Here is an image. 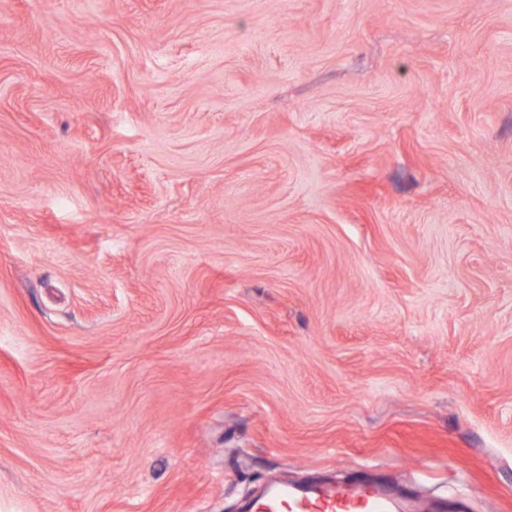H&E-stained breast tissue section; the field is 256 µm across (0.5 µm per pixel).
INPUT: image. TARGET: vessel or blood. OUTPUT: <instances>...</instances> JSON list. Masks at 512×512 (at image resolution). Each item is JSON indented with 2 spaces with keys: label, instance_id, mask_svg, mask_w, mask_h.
<instances>
[{
  "label": "vessel or blood",
  "instance_id": "1",
  "mask_svg": "<svg viewBox=\"0 0 512 512\" xmlns=\"http://www.w3.org/2000/svg\"><path fill=\"white\" fill-rule=\"evenodd\" d=\"M251 508L253 512H399L381 487L338 489L280 483L268 485Z\"/></svg>",
  "mask_w": 512,
  "mask_h": 512
}]
</instances>
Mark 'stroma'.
I'll return each mask as SVG.
<instances>
[{"instance_id":"stroma-1","label":"stroma","mask_w":512,"mask_h":512,"mask_svg":"<svg viewBox=\"0 0 512 512\" xmlns=\"http://www.w3.org/2000/svg\"><path fill=\"white\" fill-rule=\"evenodd\" d=\"M276 479L512 512V0H0V512Z\"/></svg>"}]
</instances>
